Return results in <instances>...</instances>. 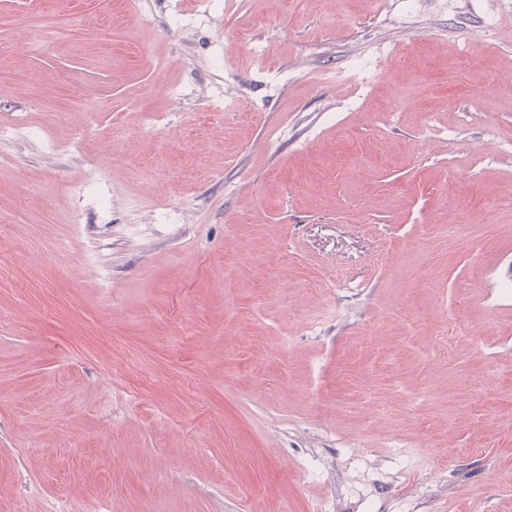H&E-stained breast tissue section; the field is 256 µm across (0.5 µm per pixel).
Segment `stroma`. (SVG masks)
I'll return each instance as SVG.
<instances>
[{"mask_svg":"<svg viewBox=\"0 0 512 512\" xmlns=\"http://www.w3.org/2000/svg\"><path fill=\"white\" fill-rule=\"evenodd\" d=\"M0 124V512H512V0H0Z\"/></svg>","mask_w":512,"mask_h":512,"instance_id":"1","label":"stroma"}]
</instances>
